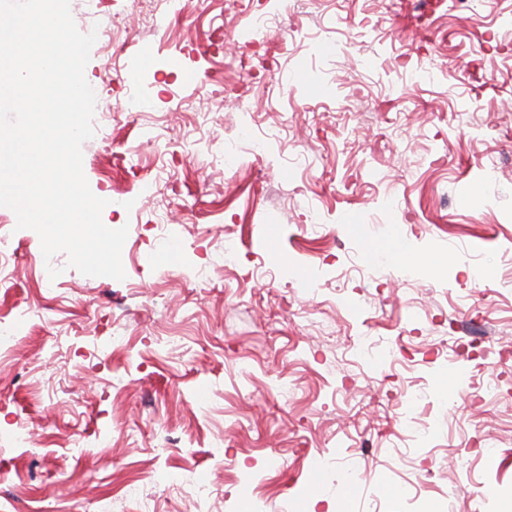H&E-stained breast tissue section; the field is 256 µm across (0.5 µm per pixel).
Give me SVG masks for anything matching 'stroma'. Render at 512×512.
I'll list each match as a JSON object with an SVG mask.
<instances>
[{
	"label": "stroma",
	"instance_id": "stroma-1",
	"mask_svg": "<svg viewBox=\"0 0 512 512\" xmlns=\"http://www.w3.org/2000/svg\"><path fill=\"white\" fill-rule=\"evenodd\" d=\"M280 2L111 0L82 152L126 277L0 206V512H512V0Z\"/></svg>",
	"mask_w": 512,
	"mask_h": 512
}]
</instances>
